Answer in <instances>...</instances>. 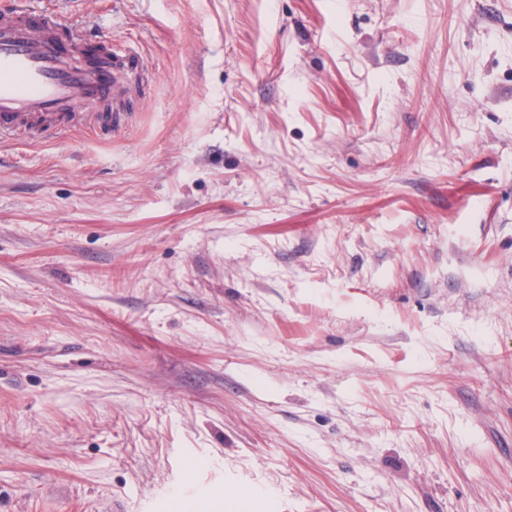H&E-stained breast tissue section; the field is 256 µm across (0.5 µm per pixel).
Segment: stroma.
Returning <instances> with one entry per match:
<instances>
[{"mask_svg":"<svg viewBox=\"0 0 512 512\" xmlns=\"http://www.w3.org/2000/svg\"><path fill=\"white\" fill-rule=\"evenodd\" d=\"M143 82L0 134V512H512V0H22Z\"/></svg>","mask_w":512,"mask_h":512,"instance_id":"obj_1","label":"stroma"}]
</instances>
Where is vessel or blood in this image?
<instances>
[{
	"label": "vessel or blood",
	"mask_w": 512,
	"mask_h": 512,
	"mask_svg": "<svg viewBox=\"0 0 512 512\" xmlns=\"http://www.w3.org/2000/svg\"><path fill=\"white\" fill-rule=\"evenodd\" d=\"M62 24L22 4L0 10V131L28 139L37 127L64 135L100 121L93 105L110 99L119 80L111 64L80 61L84 43L62 48Z\"/></svg>",
	"instance_id": "b4317fda"
}]
</instances>
